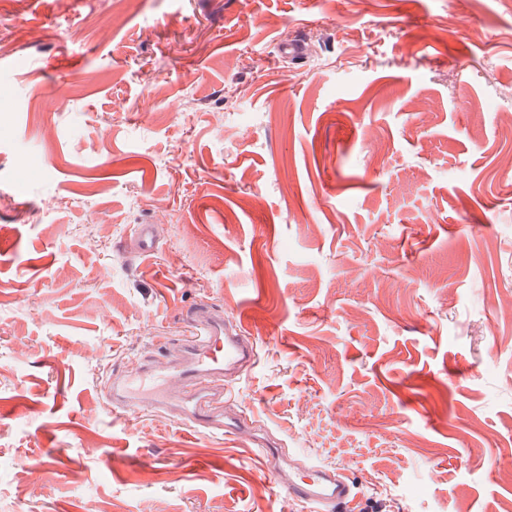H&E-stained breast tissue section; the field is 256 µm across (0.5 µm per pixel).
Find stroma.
Instances as JSON below:
<instances>
[{"instance_id":"stroma-1","label":"stroma","mask_w":512,"mask_h":512,"mask_svg":"<svg viewBox=\"0 0 512 512\" xmlns=\"http://www.w3.org/2000/svg\"><path fill=\"white\" fill-rule=\"evenodd\" d=\"M511 125L512 0H0V512H306L107 401L203 302L258 345L225 410L343 512H500Z\"/></svg>"}]
</instances>
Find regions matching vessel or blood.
I'll use <instances>...</instances> for the list:
<instances>
[{
	"mask_svg": "<svg viewBox=\"0 0 512 512\" xmlns=\"http://www.w3.org/2000/svg\"><path fill=\"white\" fill-rule=\"evenodd\" d=\"M254 353L248 337L227 327L223 312L200 304L189 318L186 336L171 353L129 364L114 378L109 392L112 409L125 417H174L198 431L239 434V422L224 416L217 405L224 399L225 377ZM251 445L275 466L289 497L309 505L311 512H342L351 501L353 487L344 474L322 469L289 474L277 449L258 438Z\"/></svg>",
	"mask_w": 512,
	"mask_h": 512,
	"instance_id": "b4317fda",
	"label": "vessel or blood"
}]
</instances>
